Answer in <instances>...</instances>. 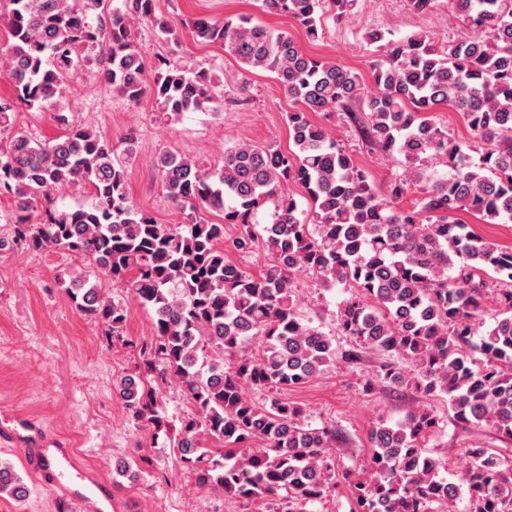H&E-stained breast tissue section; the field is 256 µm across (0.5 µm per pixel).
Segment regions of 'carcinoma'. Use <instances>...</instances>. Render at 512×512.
<instances>
[{
    "label": "carcinoma",
    "mask_w": 512,
    "mask_h": 512,
    "mask_svg": "<svg viewBox=\"0 0 512 512\" xmlns=\"http://www.w3.org/2000/svg\"><path fill=\"white\" fill-rule=\"evenodd\" d=\"M356 0H262L269 12L291 15L315 41L326 10L342 20ZM480 36L438 50L420 33L397 38L386 28L367 33L378 56L371 81L334 61L306 54L287 33L248 16L198 18L193 37L224 47L244 66L275 75L299 107L288 113L294 150L239 143L222 165L201 168L164 152L156 168L168 198L189 209L180 224H159L132 203L128 167L95 130L55 114L61 134L43 142L11 135L0 147V192L11 195L12 244L69 251L113 281H124L153 317L152 339L139 349L142 369L120 380L119 396L155 438L177 448L201 487L242 501L275 500L281 512H305L341 484L353 512H434L466 492L469 512H512V457L477 445L465 449L460 483L439 476L426 450L437 420L426 408L370 434L372 477L336 469V431L304 421L301 407L273 398L260 407L244 394L308 382L334 363L335 338L303 320L293 276L312 274L324 288L350 296L337 317L340 335L360 350L386 356L364 388L410 387L423 398L442 394L455 420L486 425L512 441V247L467 229L466 212L485 224L512 222V0H450ZM12 43L0 52V75L13 94L0 96V130L16 104L42 107L60 95L64 76L99 50L97 80L132 104L153 95L167 115L202 110L211 77L171 62L150 67L134 40L135 22L156 15L155 0H0ZM98 10L96 21L90 11ZM458 111L479 143L466 152L430 113ZM341 113L366 148L395 160L405 173L377 185L326 126L310 113ZM437 160L443 176H425ZM425 181L410 208L399 202L413 181ZM301 185L309 210L288 184ZM86 188L88 206L60 210L53 192ZM272 204L271 221L252 215ZM40 210V222L26 212ZM223 214V221L202 217ZM239 228L234 248L269 256L253 274L224 252V227ZM498 314L480 336L481 361L467 348L479 325L486 276ZM71 305L118 336L127 310L99 281L67 273ZM413 366L408 373L392 357ZM179 381L192 412L175 425L162 408L158 383ZM26 494L22 479L0 463V493Z\"/></svg>",
    "instance_id": "1"
}]
</instances>
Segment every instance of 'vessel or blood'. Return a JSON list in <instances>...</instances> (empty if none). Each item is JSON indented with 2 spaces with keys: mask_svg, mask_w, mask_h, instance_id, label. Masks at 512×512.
Listing matches in <instances>:
<instances>
[{
  "mask_svg": "<svg viewBox=\"0 0 512 512\" xmlns=\"http://www.w3.org/2000/svg\"><path fill=\"white\" fill-rule=\"evenodd\" d=\"M0 445L20 449L23 466L36 473L62 512H112L111 487L88 480L71 449L38 420L15 416L1 421Z\"/></svg>",
  "mask_w": 512,
  "mask_h": 512,
  "instance_id": "1",
  "label": "vessel or blood"
}]
</instances>
